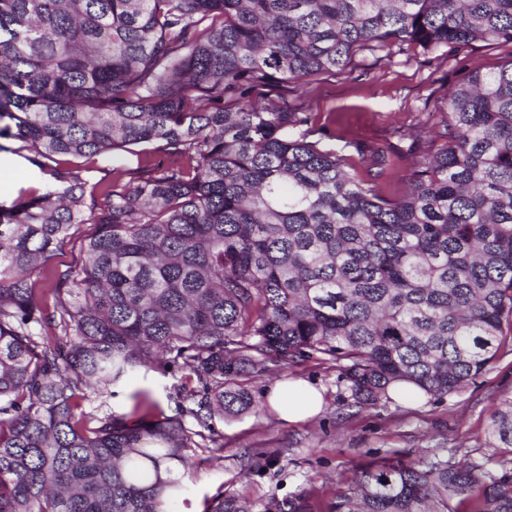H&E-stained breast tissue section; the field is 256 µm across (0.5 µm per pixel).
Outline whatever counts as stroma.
Segmentation results:
<instances>
[{
    "mask_svg": "<svg viewBox=\"0 0 512 512\" xmlns=\"http://www.w3.org/2000/svg\"><path fill=\"white\" fill-rule=\"evenodd\" d=\"M512 65V43H478L464 58L442 49L413 50L392 57L356 53L350 70L326 74L304 84L268 87L264 105L288 104L310 112L307 138L353 158L358 171L372 167L371 156L359 155L358 142L402 155L405 165L430 153L444 126L449 89L464 70L495 71ZM16 141L0 150V204H11L20 192L43 188L46 175L15 151ZM303 379L322 390L320 414L300 423L282 421L268 396L282 381ZM196 386L187 370L157 368L131 374L115 389L111 411L122 414L132 396L149 392L164 412L173 405V385ZM254 411L215 422L221 448H197L183 481L179 512H205L220 492L241 494L262 506L269 494L309 495L314 512H328L341 480L357 466L390 448L405 458L427 449H456L457 460L489 457V418L500 402L512 398V354L500 356L461 392L442 398L417 395L350 406L336 370L315 360L252 377L248 383Z\"/></svg>",
    "mask_w": 512,
    "mask_h": 512,
    "instance_id": "obj_1",
    "label": "stroma"
}]
</instances>
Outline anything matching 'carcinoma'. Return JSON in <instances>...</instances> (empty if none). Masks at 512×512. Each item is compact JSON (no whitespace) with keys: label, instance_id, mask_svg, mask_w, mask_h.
<instances>
[{"label":"carcinoma","instance_id":"carcinoma-1","mask_svg":"<svg viewBox=\"0 0 512 512\" xmlns=\"http://www.w3.org/2000/svg\"><path fill=\"white\" fill-rule=\"evenodd\" d=\"M477 41L512 42V0H0V139L52 178L0 205V512H167L189 450L255 408V374L316 359L375 405L512 353V65L448 93L399 198L294 136L311 113L256 105L361 50ZM122 153L171 164L88 184ZM157 366L199 383L172 414L86 410ZM488 436L494 468L391 450L332 512H512V400ZM208 512L254 510L221 493ZM262 512L312 509L272 493Z\"/></svg>","mask_w":512,"mask_h":512}]
</instances>
